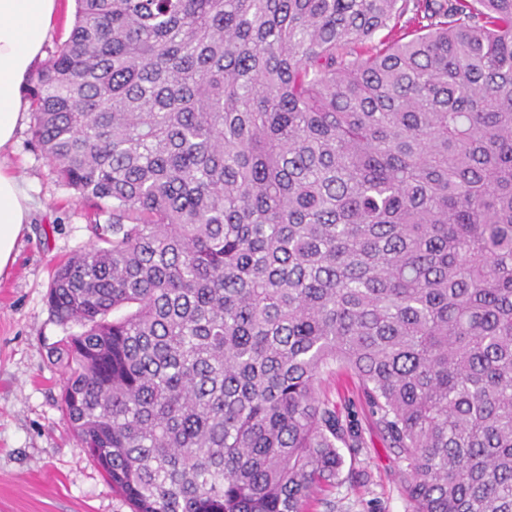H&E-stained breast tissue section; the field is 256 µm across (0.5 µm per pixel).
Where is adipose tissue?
Here are the masks:
<instances>
[{
	"mask_svg": "<svg viewBox=\"0 0 512 512\" xmlns=\"http://www.w3.org/2000/svg\"><path fill=\"white\" fill-rule=\"evenodd\" d=\"M58 0H0V154L7 152L24 117L23 89L44 56ZM29 199L17 178L0 170V273L15 260L28 222Z\"/></svg>",
	"mask_w": 512,
	"mask_h": 512,
	"instance_id": "obj_1",
	"label": "adipose tissue"
}]
</instances>
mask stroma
I'll list each match as a JSON object with an SVG mask.
<instances>
[{"label": "stroma", "mask_w": 512, "mask_h": 512, "mask_svg": "<svg viewBox=\"0 0 512 512\" xmlns=\"http://www.w3.org/2000/svg\"><path fill=\"white\" fill-rule=\"evenodd\" d=\"M24 117L0 166L30 198L16 261L0 275V512H131L81 449L59 407L62 371L49 349L69 328L45 295L55 266L91 242L94 210L64 186L31 141ZM323 388L341 415L357 421L363 446L345 457L340 484L315 495L306 512H410L405 465L389 448L359 396L336 368Z\"/></svg>", "instance_id": "35a3bbf8"}]
</instances>
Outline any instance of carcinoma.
<instances>
[{
	"label": "carcinoma",
	"mask_w": 512,
	"mask_h": 512,
	"mask_svg": "<svg viewBox=\"0 0 512 512\" xmlns=\"http://www.w3.org/2000/svg\"><path fill=\"white\" fill-rule=\"evenodd\" d=\"M29 94L97 209L60 407L132 512H303L334 365L411 512H512V0H75Z\"/></svg>",
	"instance_id": "1"
}]
</instances>
